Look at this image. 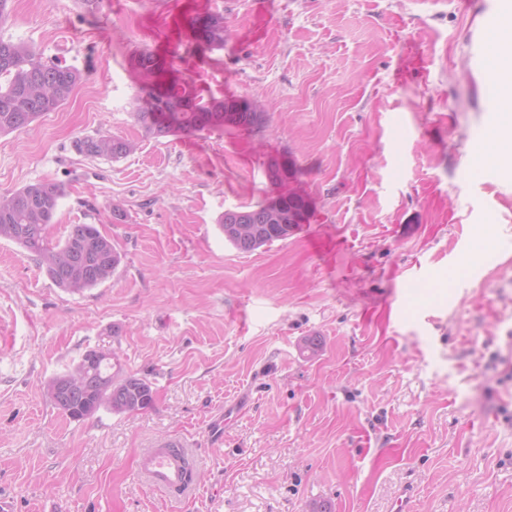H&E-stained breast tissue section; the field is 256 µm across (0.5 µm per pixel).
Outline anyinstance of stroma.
Listing matches in <instances>:
<instances>
[{
  "instance_id": "obj_1",
  "label": "stroma",
  "mask_w": 512,
  "mask_h": 512,
  "mask_svg": "<svg viewBox=\"0 0 512 512\" xmlns=\"http://www.w3.org/2000/svg\"><path fill=\"white\" fill-rule=\"evenodd\" d=\"M512 0H10L0 37L84 74L0 135V193L63 185L52 233L93 224L122 262L81 294L0 240V502L11 512H512V177L471 159L495 121L478 61ZM220 14L222 49L190 44ZM147 51L262 128L147 133ZM133 143L87 158L77 138ZM288 158L307 224L260 248L218 224ZM120 209L124 220L112 217ZM319 339L317 353L304 347ZM104 349L151 409L66 417L49 381ZM192 448L195 497L152 491L146 448Z\"/></svg>"
}]
</instances>
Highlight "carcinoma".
Here are the masks:
<instances>
[{
  "label": "carcinoma",
  "mask_w": 512,
  "mask_h": 512,
  "mask_svg": "<svg viewBox=\"0 0 512 512\" xmlns=\"http://www.w3.org/2000/svg\"><path fill=\"white\" fill-rule=\"evenodd\" d=\"M191 29L194 42L211 49L224 48L227 32L223 16H197L192 19ZM132 67L142 82L152 86L151 98L140 95L134 104V117L148 132L194 134L224 126L253 130L263 123V113L239 103L237 98L205 101L179 77L165 78L160 60L149 52L135 54ZM82 79V72L73 66L44 61L29 43L0 38V135L24 129L43 113L57 110ZM74 147L90 158H120L133 150L130 142L107 131L79 138ZM267 170L278 188L279 213L272 214L261 202L247 211L227 210L219 220L226 239L240 250L251 251L288 238L291 218L309 206L305 195L290 188L297 175L294 163L273 159ZM63 194L62 185L50 181L1 193L0 240L11 241L36 256L54 285L81 294L110 280L122 256L112 239L94 224H72L64 239H53L50 229ZM66 376L64 372L53 377L48 394L54 405L73 420L89 418L102 408L136 413L155 403L147 380L112 373L106 359L90 366L80 387H64Z\"/></svg>",
  "instance_id": "cac0c4a2"
}]
</instances>
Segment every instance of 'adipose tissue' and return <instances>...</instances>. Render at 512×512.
Listing matches in <instances>:
<instances>
[{
    "mask_svg": "<svg viewBox=\"0 0 512 512\" xmlns=\"http://www.w3.org/2000/svg\"><path fill=\"white\" fill-rule=\"evenodd\" d=\"M496 95L501 103L497 121L475 150L479 167L489 176L512 170V81L497 85Z\"/></svg>",
    "mask_w": 512,
    "mask_h": 512,
    "instance_id": "obj_1",
    "label": "adipose tissue"
}]
</instances>
